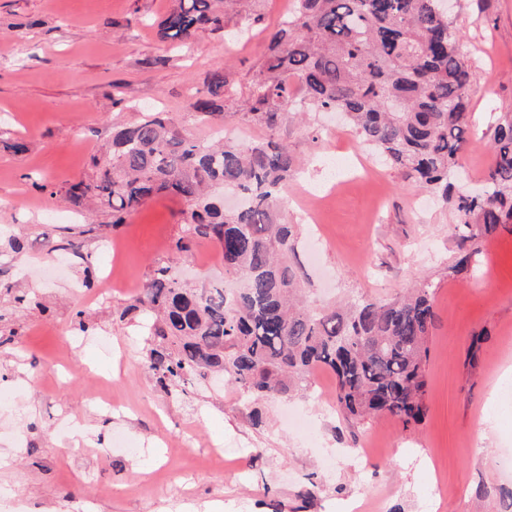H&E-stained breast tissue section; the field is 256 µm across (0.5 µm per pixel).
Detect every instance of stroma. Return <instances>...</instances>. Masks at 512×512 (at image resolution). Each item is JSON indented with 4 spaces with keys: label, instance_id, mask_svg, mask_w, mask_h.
I'll list each match as a JSON object with an SVG mask.
<instances>
[{
    "label": "stroma",
    "instance_id": "stroma-1",
    "mask_svg": "<svg viewBox=\"0 0 512 512\" xmlns=\"http://www.w3.org/2000/svg\"><path fill=\"white\" fill-rule=\"evenodd\" d=\"M174 0H0V512H502L512 491V232L479 244L469 268H451L467 247L462 229L426 189L385 164L364 175L358 141L332 114L287 118L281 139L301 163L296 180L338 187L318 224L289 208L314 308L364 297L392 299L435 285V323L425 362L426 414L403 428L389 416L350 421L314 393L334 394L318 370L288 397L251 399L219 378L170 391L145 367L153 316L125 314L134 292L113 289L93 306L77 287L96 275L100 245L119 241L122 265L147 281L172 267L193 287L236 283L220 249L183 235L185 205L148 200L113 223L94 197L74 201L69 184L90 179L118 125L140 110L171 113L205 138L191 113L193 90L216 67L248 81L266 36L294 0H255L260 21L239 16L246 41L201 30L190 48L163 42L157 24ZM451 25L474 58L469 144L451 181L479 191L493 160L500 115L512 113V0H456ZM321 130L312 140V130ZM25 152H12L15 141ZM85 310L103 345L66 365L74 314ZM371 456L356 461L354 448ZM143 478H136V471ZM314 488L303 503L298 493Z\"/></svg>",
    "mask_w": 512,
    "mask_h": 512
}]
</instances>
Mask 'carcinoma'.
<instances>
[{
    "mask_svg": "<svg viewBox=\"0 0 512 512\" xmlns=\"http://www.w3.org/2000/svg\"><path fill=\"white\" fill-rule=\"evenodd\" d=\"M226 0H177L158 24L163 41L188 45L200 29L234 36ZM469 56L448 20L445 0H296L269 34L263 62L246 84L215 69L193 110L224 125L236 102L246 121L269 132L264 141L212 144L189 138L152 108L112 133L94 177L69 188L91 194L112 223L155 195L187 205L184 239L210 242L242 288H190L155 268L136 303L122 315L157 314L146 369L164 389L225 373L256 399L289 394L319 369L336 375V407L345 419L385 414L407 429L424 419L427 340L435 321L434 290L423 285L385 301L358 298L346 309L297 306L295 225L283 218L281 190L295 157L278 138L285 111L340 112L358 141L380 153L405 179L451 203L472 242L512 228V115L493 131L494 162L484 194L454 191L450 176L468 144L473 112ZM244 201L224 209L212 189Z\"/></svg>",
    "mask_w": 512,
    "mask_h": 512,
    "instance_id": "cac0c4a2",
    "label": "carcinoma"
}]
</instances>
